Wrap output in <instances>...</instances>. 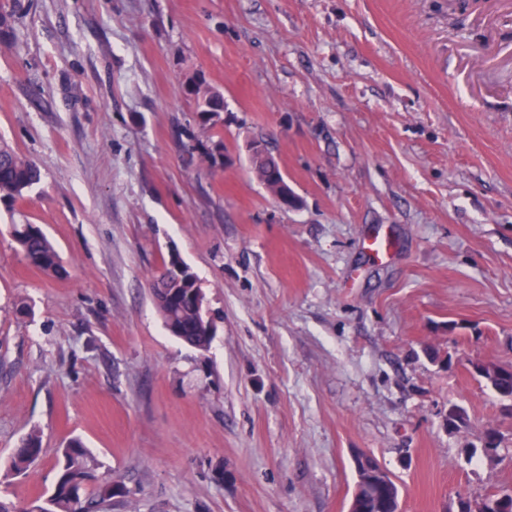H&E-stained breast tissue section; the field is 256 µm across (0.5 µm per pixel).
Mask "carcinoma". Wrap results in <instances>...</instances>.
<instances>
[{
  "mask_svg": "<svg viewBox=\"0 0 512 512\" xmlns=\"http://www.w3.org/2000/svg\"><path fill=\"white\" fill-rule=\"evenodd\" d=\"M182 92L195 104V112L201 126L213 129L224 125V94L202 75L190 77ZM267 140L256 136L248 144V156L252 171L274 195H280V185L287 184L281 167L273 156ZM40 181L36 163L18 153L13 147L0 142V203L8 208L26 197ZM10 234L29 265L45 272L56 273L61 268L60 256L36 224L15 223ZM162 271L149 281L153 300L161 312L167 330L184 343L206 349L209 336L204 305V294L195 288L191 272L181 278L172 274L167 259H162ZM498 396L512 398V375L478 374ZM45 452L41 435L33 430L23 437L11 454L7 471L9 475H24L33 468ZM99 462L81 440H70L58 449L57 476L51 493L29 512H91L94 507L116 497L127 495L126 487L119 481L104 485L96 484ZM366 509L373 510V502L380 499L384 512L399 509V487L391 475H386L382 488L372 487L364 491ZM489 512H512V489H500L484 498Z\"/></svg>",
  "mask_w": 512,
  "mask_h": 512,
  "instance_id": "carcinoma-1",
  "label": "carcinoma"
}]
</instances>
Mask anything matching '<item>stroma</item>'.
<instances>
[{
    "label": "stroma",
    "mask_w": 512,
    "mask_h": 512,
    "mask_svg": "<svg viewBox=\"0 0 512 512\" xmlns=\"http://www.w3.org/2000/svg\"><path fill=\"white\" fill-rule=\"evenodd\" d=\"M0 9V140L41 171L0 204V471L31 430L47 450L1 497L48 493L74 437L130 491L101 512H348L356 451L401 512L512 488V405L473 371L512 364V0ZM196 73L224 94L220 131L180 92ZM257 135L299 207L252 173ZM217 139L225 161L203 162ZM21 221L60 274L26 263ZM172 250L204 293L207 350L149 292ZM490 427L496 458L471 455ZM10 234L29 265L49 274L62 268L57 250L38 225L10 224Z\"/></svg>",
    "instance_id": "35a3bbf8"
}]
</instances>
